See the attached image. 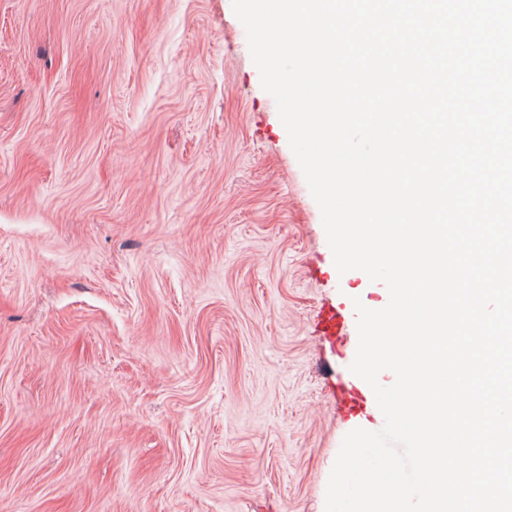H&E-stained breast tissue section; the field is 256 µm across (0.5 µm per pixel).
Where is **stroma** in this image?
Instances as JSON below:
<instances>
[{
  "instance_id": "35a3bbf8",
  "label": "stroma",
  "mask_w": 512,
  "mask_h": 512,
  "mask_svg": "<svg viewBox=\"0 0 512 512\" xmlns=\"http://www.w3.org/2000/svg\"><path fill=\"white\" fill-rule=\"evenodd\" d=\"M232 0H0V512H325L338 273ZM357 315L352 307L351 311H346L336 305H326L320 313L318 322V334L322 336V340L331 347L336 345V339L345 335V330L349 323L356 322Z\"/></svg>"
}]
</instances>
